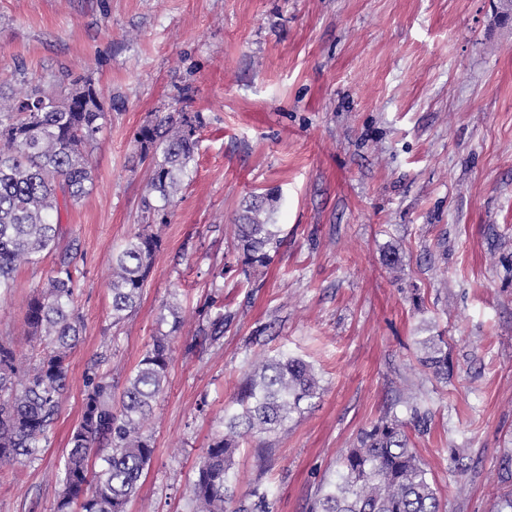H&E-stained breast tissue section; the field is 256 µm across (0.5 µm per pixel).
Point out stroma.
<instances>
[{
    "label": "stroma",
    "instance_id": "1",
    "mask_svg": "<svg viewBox=\"0 0 512 512\" xmlns=\"http://www.w3.org/2000/svg\"><path fill=\"white\" fill-rule=\"evenodd\" d=\"M66 71L115 102L96 187L63 213L84 329L48 446L0 472V512H55L86 371L123 385L174 298L184 322L127 512H189L225 405L280 351L310 363L321 391L236 451L239 493L260 483L272 512H307L340 451L387 409L408 419L409 399L429 413L409 436L446 512H495L512 489V22L496 0H0V86ZM181 110L203 118L195 161L116 325L112 247L144 229L134 136ZM254 193L283 243L246 267L235 224ZM58 259L21 266L0 293V338L27 367L38 347L16 330ZM219 315L223 337L200 336ZM424 336L447 342V379L420 365ZM454 448L472 460L465 475Z\"/></svg>",
    "mask_w": 512,
    "mask_h": 512
}]
</instances>
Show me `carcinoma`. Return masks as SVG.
Returning a JSON list of instances; mask_svg holds the SVG:
<instances>
[{
	"instance_id": "1",
	"label": "carcinoma",
	"mask_w": 512,
	"mask_h": 512,
	"mask_svg": "<svg viewBox=\"0 0 512 512\" xmlns=\"http://www.w3.org/2000/svg\"><path fill=\"white\" fill-rule=\"evenodd\" d=\"M103 88L86 76L66 75L61 90L32 84L20 93L0 92V291L14 286L17 269L37 265L58 249L62 209L95 188L90 152L105 118ZM203 121L198 112L170 113L137 131L133 164H148L142 201L146 224H166L182 178L194 160ZM268 199L245 202L237 229L244 265H264L280 245L269 223ZM159 235L139 232L112 251V324L136 310ZM72 250L31 298L22 335L39 347L37 364L23 368L13 344L0 340V469L34 460L49 442L68 387L69 359L83 332L74 307ZM170 329L154 337L127 377L114 406L112 379L92 370L85 378L83 410L73 429L61 476L56 512H127L154 454L145 434L156 399L167 382L170 340L182 324L176 301L163 305ZM420 364L448 378V351L441 336L421 341ZM320 381L305 361L280 353L263 360L239 385L224 409V433L215 436L191 483L189 512H270L269 492L254 485L237 499L233 456L251 438L286 429L293 416L320 395ZM407 422L386 413L363 429L357 445L343 451L335 471L318 485L309 512H442L429 470L421 462Z\"/></svg>"
}]
</instances>
